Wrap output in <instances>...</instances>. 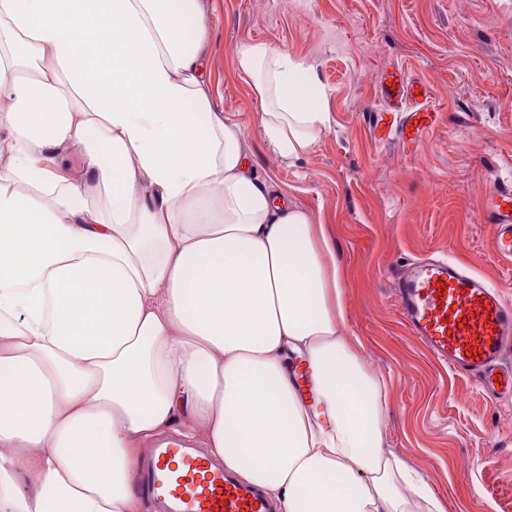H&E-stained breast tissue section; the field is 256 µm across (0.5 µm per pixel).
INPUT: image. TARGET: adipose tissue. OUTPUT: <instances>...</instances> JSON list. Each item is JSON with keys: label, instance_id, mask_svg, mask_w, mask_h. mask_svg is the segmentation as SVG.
Returning a JSON list of instances; mask_svg holds the SVG:
<instances>
[{"label": "adipose tissue", "instance_id": "obj_1", "mask_svg": "<svg viewBox=\"0 0 512 512\" xmlns=\"http://www.w3.org/2000/svg\"><path fill=\"white\" fill-rule=\"evenodd\" d=\"M204 0H0V512H142L175 426L281 512H440L385 447L324 225L211 96ZM266 142L329 123L311 71L238 46Z\"/></svg>", "mask_w": 512, "mask_h": 512}]
</instances>
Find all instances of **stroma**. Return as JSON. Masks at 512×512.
I'll return each instance as SVG.
<instances>
[{
    "label": "stroma",
    "mask_w": 512,
    "mask_h": 512,
    "mask_svg": "<svg viewBox=\"0 0 512 512\" xmlns=\"http://www.w3.org/2000/svg\"><path fill=\"white\" fill-rule=\"evenodd\" d=\"M213 95L252 166L325 225L349 274L346 333L388 385L386 447L419 471L444 512H512V398L493 401L438 363L396 311L389 267L453 257L512 301V262L479 213L512 182V0H204ZM263 41L303 61L330 123L297 161L262 134L236 48ZM393 62L427 82L444 117L415 162L378 144L367 113Z\"/></svg>",
    "instance_id": "obj_1"
}]
</instances>
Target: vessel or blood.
<instances>
[{
    "instance_id": "vessel-or-blood-1",
    "label": "vessel or blood",
    "mask_w": 512,
    "mask_h": 512,
    "mask_svg": "<svg viewBox=\"0 0 512 512\" xmlns=\"http://www.w3.org/2000/svg\"><path fill=\"white\" fill-rule=\"evenodd\" d=\"M369 129L382 144L397 142L414 159L442 114L424 81L403 66L385 67ZM483 223L496 229L493 247L512 262V186L490 189L481 205ZM396 307L410 332L456 374L475 378L493 397H512V302L504 293L447 258H423L399 266L391 277ZM138 489L150 512H279L272 499L243 482L203 450L178 439L156 441L139 464Z\"/></svg>"
}]
</instances>
